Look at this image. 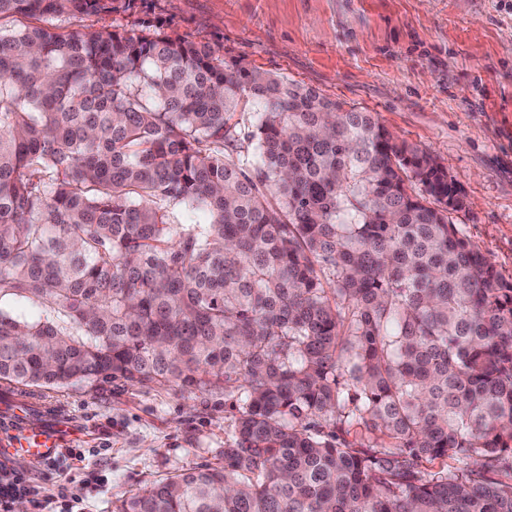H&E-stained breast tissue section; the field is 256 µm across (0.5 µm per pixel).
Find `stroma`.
Returning a JSON list of instances; mask_svg holds the SVG:
<instances>
[{
    "label": "stroma",
    "instance_id": "obj_1",
    "mask_svg": "<svg viewBox=\"0 0 512 512\" xmlns=\"http://www.w3.org/2000/svg\"><path fill=\"white\" fill-rule=\"evenodd\" d=\"M221 48L250 68L288 77L372 113L397 140L431 152L461 189V232L512 279V0H141L130 14L67 19L109 32L141 22ZM31 426L67 422L66 460L45 495L79 489L85 512L153 480L222 462L233 411L224 395L174 386L41 389Z\"/></svg>",
    "mask_w": 512,
    "mask_h": 512
}]
</instances>
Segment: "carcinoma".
<instances>
[{
  "instance_id": "carcinoma-1",
  "label": "carcinoma",
  "mask_w": 512,
  "mask_h": 512,
  "mask_svg": "<svg viewBox=\"0 0 512 512\" xmlns=\"http://www.w3.org/2000/svg\"><path fill=\"white\" fill-rule=\"evenodd\" d=\"M135 5L0 0V383L224 392V463L115 512H512V280L447 170L161 23L59 25ZM256 108L251 103L243 105L241 112H237L235 120L239 122L237 125V135L234 147H229L225 151L227 154L236 158L238 154L245 155L252 153L254 150V142L248 140V133L254 130L256 124Z\"/></svg>"
}]
</instances>
